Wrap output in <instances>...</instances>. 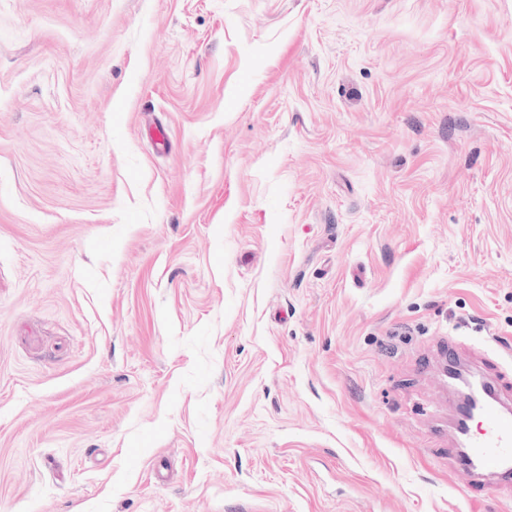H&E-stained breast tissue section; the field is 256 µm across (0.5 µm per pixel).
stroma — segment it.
I'll use <instances>...</instances> for the list:
<instances>
[{"label":"stroma","instance_id":"stroma-1","mask_svg":"<svg viewBox=\"0 0 512 512\" xmlns=\"http://www.w3.org/2000/svg\"><path fill=\"white\" fill-rule=\"evenodd\" d=\"M452 340L512 380V0H0V512H512Z\"/></svg>","mask_w":512,"mask_h":512}]
</instances>
